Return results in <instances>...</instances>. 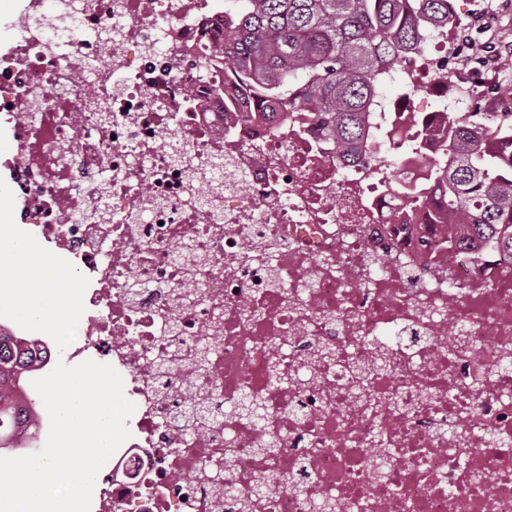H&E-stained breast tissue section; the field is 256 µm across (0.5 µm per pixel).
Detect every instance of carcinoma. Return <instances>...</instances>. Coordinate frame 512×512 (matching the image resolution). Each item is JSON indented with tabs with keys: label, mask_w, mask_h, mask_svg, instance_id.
Wrapping results in <instances>:
<instances>
[{
	"label": "carcinoma",
	"mask_w": 512,
	"mask_h": 512,
	"mask_svg": "<svg viewBox=\"0 0 512 512\" xmlns=\"http://www.w3.org/2000/svg\"><path fill=\"white\" fill-rule=\"evenodd\" d=\"M449 0H224V61L243 91L267 110H275L288 92L299 91V106L319 120L349 159L364 140L366 115L381 97L385 77L404 54L425 51L424 30L451 21ZM316 79L305 84L306 74ZM448 144L431 172L426 195L412 189L418 206L435 203L452 216L472 217L448 232V247L466 249L488 242L512 257V123L474 127L461 112H450ZM21 341L0 330V381L26 369ZM227 411L260 424L265 400L243 393ZM27 412L0 395V448L11 447ZM370 463L379 476L391 459L376 448ZM285 480L272 473L258 477L248 494L262 498Z\"/></svg>",
	"instance_id": "cac0c4a2"
}]
</instances>
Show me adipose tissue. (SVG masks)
<instances>
[{
  "instance_id": "ef3b65f1",
  "label": "adipose tissue",
  "mask_w": 512,
  "mask_h": 512,
  "mask_svg": "<svg viewBox=\"0 0 512 512\" xmlns=\"http://www.w3.org/2000/svg\"><path fill=\"white\" fill-rule=\"evenodd\" d=\"M0 264L16 268L24 280L18 288L0 290V303L11 305L20 316L35 317L65 335L82 308V295L68 283L65 267L39 256L0 209Z\"/></svg>"
}]
</instances>
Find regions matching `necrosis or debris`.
I'll list each match as a JSON object with an SVG mask.
<instances>
[{
	"label": "necrosis or debris",
	"instance_id": "1",
	"mask_svg": "<svg viewBox=\"0 0 512 512\" xmlns=\"http://www.w3.org/2000/svg\"><path fill=\"white\" fill-rule=\"evenodd\" d=\"M109 30L110 64L88 83L93 37ZM426 39L431 53L401 63L426 111L480 123L512 111L492 88L494 53L459 67L466 45L449 49L444 29ZM6 42L0 119L16 142L19 217L73 261V356L109 363L136 407L100 477L101 512H314L324 500L338 512H512V259L449 248V223L467 216L390 191L375 132L409 139L404 100L377 101L360 162L342 166L296 96L265 119L225 78L223 0H31ZM445 131L431 123L402 152L403 183L433 165ZM398 326L409 343L363 348ZM276 360L315 373L275 388ZM245 392L265 398L268 424L187 425L199 400ZM273 433L279 453L257 455ZM385 444L384 483L369 451ZM267 472L287 487L259 504L224 498V485Z\"/></svg>",
	"mask_w": 512,
	"mask_h": 512
}]
</instances>
